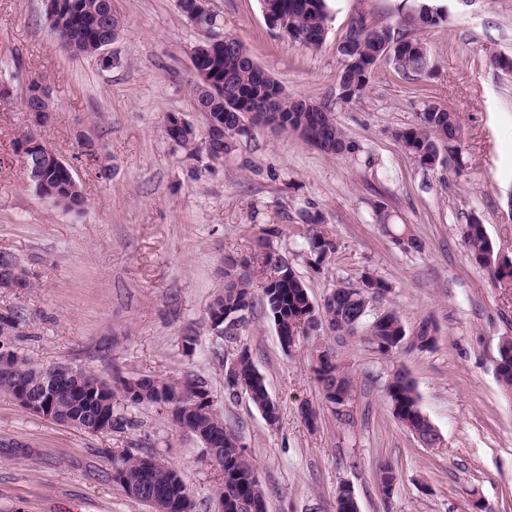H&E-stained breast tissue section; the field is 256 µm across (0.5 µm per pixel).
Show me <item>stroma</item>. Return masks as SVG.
Here are the masks:
<instances>
[{
  "instance_id": "obj_1",
  "label": "stroma",
  "mask_w": 512,
  "mask_h": 512,
  "mask_svg": "<svg viewBox=\"0 0 512 512\" xmlns=\"http://www.w3.org/2000/svg\"><path fill=\"white\" fill-rule=\"evenodd\" d=\"M414 0H328L318 50L272 29L260 0H212L219 34L238 39L285 91L332 112L358 150L322 152L264 126L238 138L222 162L188 153L165 134L177 113L203 133L191 53L208 34L177 0H112L122 18L102 55L73 57L51 37L43 0H0V254L12 256L25 288H0L10 341L32 365L114 375L192 376L258 465L268 512H336L351 487L360 512H512V395L497 379L498 346L512 336V283L473 263L462 232L479 218L496 253L512 258V0H441L447 18L420 32L430 71L405 76L378 67L365 95L338 98V45L364 12L396 25ZM42 83L54 111L43 141L87 199L82 213L42 200L23 174L20 137L32 128L24 90ZM456 112L462 174L447 151L423 166L394 140L428 105ZM92 139L94 155L83 152ZM385 203L418 236L403 251L375 222ZM319 215L336 251L315 263L304 248L302 212ZM269 237L314 303L365 276L388 291L369 317L397 313L407 331L426 319L438 344L425 352L378 353L355 335L321 333L294 350L281 344L264 308L236 340L211 329L207 307L224 287L228 255ZM193 334L192 349L183 337ZM332 348L354 378L340 409L327 404L312 349ZM247 352L278 409L269 424L247 396L224 400V364ZM413 380L438 441L424 446L393 417L386 388L396 371ZM317 410L306 423L302 404ZM128 428L93 435L33 415L0 393V512H148L112 481L108 452L163 459L182 477L195 512H217L220 472L199 441L156 407H122ZM397 481L384 496L379 468Z\"/></svg>"
}]
</instances>
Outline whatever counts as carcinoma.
<instances>
[{"instance_id":"obj_1","label":"carcinoma","mask_w":512,"mask_h":512,"mask_svg":"<svg viewBox=\"0 0 512 512\" xmlns=\"http://www.w3.org/2000/svg\"><path fill=\"white\" fill-rule=\"evenodd\" d=\"M65 10L48 22L52 36L69 53L95 55L101 45L112 39L113 29L119 26V17L112 12L111 0H64ZM262 11L281 21L282 25L295 32V45L305 49L319 48L325 38L328 18L327 0H261ZM440 16L425 2L416 5L403 15L397 27L376 25L368 21L363 13L353 17L346 39L359 48V63L345 72V87L339 89V98L345 103L360 99L365 92L376 68L375 60L382 54L389 40H401L409 48L393 60L397 71L405 74H420L426 70L427 49L410 37L415 30L435 26ZM207 68L212 72L214 83L223 88L222 93L200 95L199 103L206 107L210 117L220 125L247 136L255 125L270 126L280 131L299 135L304 141L325 153L347 156L356 152L357 147L345 138L336 126L327 109L308 99L287 94L281 84L267 75L252 59L243 44L236 38L224 36V49L207 53ZM166 134L170 140L183 146L192 145L191 131L179 128L174 120L168 121ZM395 140L406 154L421 164L432 163L443 149L448 155L461 156V127L456 113L440 105H430L422 113L420 124L413 128L394 132ZM36 139L32 134L24 135L18 142V150L25 154L29 168L26 177L36 175L35 184L40 195L50 203L70 211L80 212L85 208L86 197L73 182L72 170L60 165L54 157L45 156L29 145ZM377 224L381 230L391 228L398 235L394 242L404 251H418L421 240L406 224L391 222L387 207H375ZM302 222L308 226L306 241L315 261L323 262L335 251V242L320 228L318 215L309 212L302 215ZM463 240L472 261L481 263V257L490 247L484 225L478 218H472L463 228ZM275 248L267 237H259L254 252L247 257H227L224 261V289L217 293L208 305V315L226 317L236 313H253L257 305L268 311L274 323L288 324L310 310L311 298L306 285L296 275L287 260L278 264L271 259ZM261 283V296L254 288ZM0 283L20 288L28 282L12 259L0 256ZM387 292L386 282L380 278H369L368 287L361 290L337 288L329 296L331 303L324 305L320 318L327 320L330 330L338 334H353L365 319L371 299ZM405 330L399 315L393 313L387 319L376 323L366 340L379 353L393 354L399 350L394 339ZM437 328L430 321L418 327L419 344L409 351L424 352L437 344ZM6 368H0V391L10 396L18 389L25 390L26 396L37 399L42 395L40 370L30 366L9 344ZM503 365L498 381L505 393L512 395V357L505 358L499 353ZM241 373L252 380L249 399L254 406L269 404V392L264 377L252 373L251 360L241 354ZM315 380L323 398L335 403L330 391L353 390L349 373L336 360L333 352L322 354L320 364L313 366ZM207 389L204 381L184 377L166 379L146 376L138 379H119L111 384L98 376L78 371V378L69 380V385L51 393L56 414L62 420H70L76 428L89 427L102 421L110 430H122L130 425L129 419L112 408L113 397L127 406L156 407L160 404L183 405L192 400V387ZM387 398L393 417L407 421V427L423 439L431 438V422L419 414L420 406L413 381L402 371L393 374L387 386ZM179 427L189 429L193 435L203 437L225 435L224 422L206 402L196 406L190 413L182 414ZM212 454L222 462L224 486L219 493L224 495V512H251L258 506V512H267L265 494L258 477V468L253 456L245 448H231L227 445L212 448ZM112 478L120 485H128L151 495L168 499L179 497L187 491L184 483L176 484L171 472L156 469L145 472L141 457L122 454L112 456Z\"/></svg>"}]
</instances>
